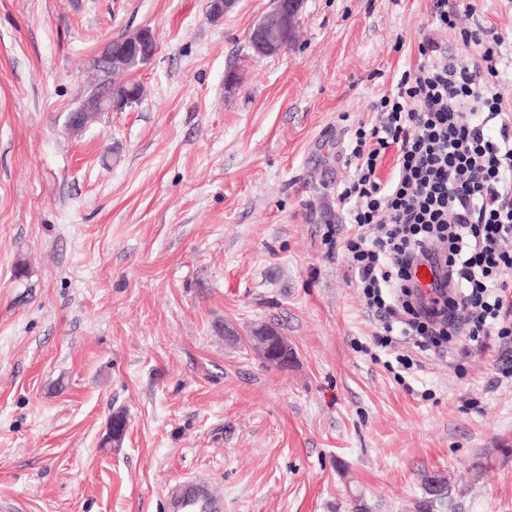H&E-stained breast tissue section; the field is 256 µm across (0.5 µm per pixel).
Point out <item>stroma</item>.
I'll list each match as a JSON object with an SVG mask.
<instances>
[{"mask_svg":"<svg viewBox=\"0 0 512 512\" xmlns=\"http://www.w3.org/2000/svg\"><path fill=\"white\" fill-rule=\"evenodd\" d=\"M475 5L459 25L504 38L512 98V0ZM270 8L0 0V512H166L185 474L224 512H512V337L401 368L337 201L418 43L469 51L431 0H304L291 48L258 56ZM144 27L140 100L72 130L102 46ZM264 323L286 368L224 337Z\"/></svg>","mask_w":512,"mask_h":512,"instance_id":"35a3bbf8","label":"stroma"}]
</instances>
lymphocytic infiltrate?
<instances>
[{
	"instance_id": "lymphocytic-infiltrate-1",
	"label": "lymphocytic infiltrate",
	"mask_w": 512,
	"mask_h": 512,
	"mask_svg": "<svg viewBox=\"0 0 512 512\" xmlns=\"http://www.w3.org/2000/svg\"><path fill=\"white\" fill-rule=\"evenodd\" d=\"M460 36L472 49L465 65L419 42L416 65L356 130L354 174L338 195L352 226L349 271L384 348L410 337L444 356L454 335L484 348L512 335V101L494 89L503 41L479 28ZM423 263L445 274L428 293L414 281Z\"/></svg>"
}]
</instances>
